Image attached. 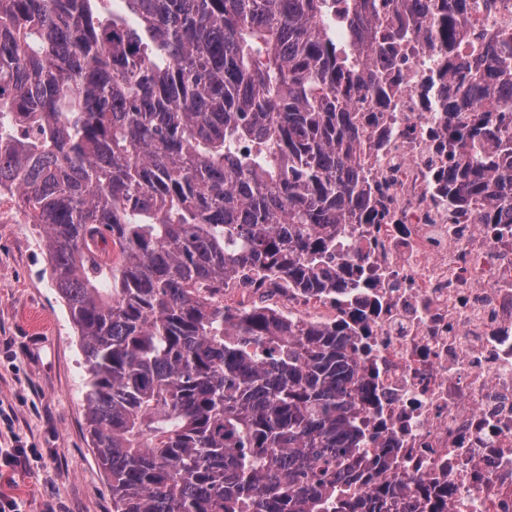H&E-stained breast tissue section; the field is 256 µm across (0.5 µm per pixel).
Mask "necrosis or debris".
Instances as JSON below:
<instances>
[{
    "label": "necrosis or debris",
    "instance_id": "4bbe7bcc",
    "mask_svg": "<svg viewBox=\"0 0 512 512\" xmlns=\"http://www.w3.org/2000/svg\"><path fill=\"white\" fill-rule=\"evenodd\" d=\"M461 26L451 50L423 26L374 66L385 95L367 87L353 101L367 206L336 238L340 289L230 278L224 309L342 327L367 445L393 451L382 481L435 512H512V224L485 223L489 202L448 196L470 46L512 32V0H464Z\"/></svg>",
    "mask_w": 512,
    "mask_h": 512
}]
</instances>
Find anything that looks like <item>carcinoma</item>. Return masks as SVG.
I'll return each mask as SVG.
<instances>
[{"label": "carcinoma", "mask_w": 512, "mask_h": 512, "mask_svg": "<svg viewBox=\"0 0 512 512\" xmlns=\"http://www.w3.org/2000/svg\"><path fill=\"white\" fill-rule=\"evenodd\" d=\"M0 0V186L45 233L82 338L93 448L112 512H413L363 479V388L339 328L256 308L224 279L336 287L354 97L372 79L352 0ZM440 5L442 38L461 0ZM469 97L492 89L472 46ZM494 106L460 123L459 201L512 213V52Z\"/></svg>", "instance_id": "cac0c4a2"}]
</instances>
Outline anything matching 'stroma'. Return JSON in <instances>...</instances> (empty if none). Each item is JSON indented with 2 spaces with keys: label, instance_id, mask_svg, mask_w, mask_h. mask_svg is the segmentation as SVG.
<instances>
[{
  "label": "stroma",
  "instance_id": "obj_1",
  "mask_svg": "<svg viewBox=\"0 0 512 512\" xmlns=\"http://www.w3.org/2000/svg\"><path fill=\"white\" fill-rule=\"evenodd\" d=\"M43 238L21 221L0 224V443L40 454L0 473V493L24 512H112L89 433L81 338L51 286Z\"/></svg>",
  "mask_w": 512,
  "mask_h": 512
}]
</instances>
